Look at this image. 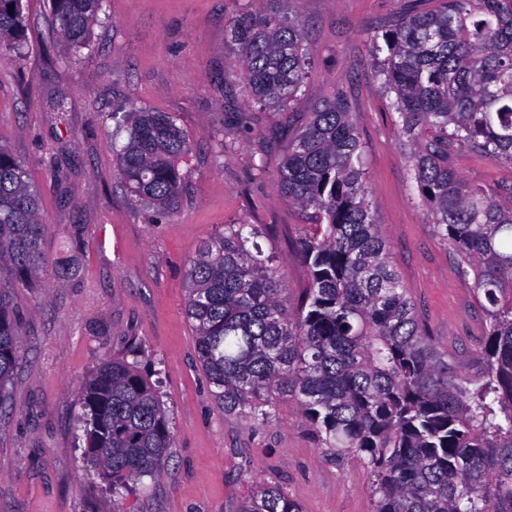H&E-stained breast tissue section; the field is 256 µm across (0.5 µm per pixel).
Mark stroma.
<instances>
[{"label": "stroma", "instance_id": "obj_1", "mask_svg": "<svg viewBox=\"0 0 512 512\" xmlns=\"http://www.w3.org/2000/svg\"><path fill=\"white\" fill-rule=\"evenodd\" d=\"M20 53L0 55V144L40 198L50 262L9 288L20 360L0 416V512H239L256 484L303 512H373L370 476L352 458L325 456L292 400L275 420L224 415L184 315L186 271L201 241L225 225H257L296 307L309 285L297 256L307 220L276 185L292 132L343 90L356 114L366 179L394 264L426 330L444 351L475 361L484 321L472 278L458 270L418 203L396 115L380 88L368 34L393 24L404 0H278L297 14L313 68L283 112L249 104L225 29L256 0H106L89 47L63 60L48 0H24ZM169 112L194 150L186 194L170 213L145 210L124 186L107 113ZM453 168L497 196L512 165L456 152ZM158 374L174 446L161 474L112 499L85 455L81 386L105 359Z\"/></svg>", "mask_w": 512, "mask_h": 512}]
</instances>
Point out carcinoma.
<instances>
[{
	"instance_id": "1",
	"label": "carcinoma",
	"mask_w": 512,
	"mask_h": 512,
	"mask_svg": "<svg viewBox=\"0 0 512 512\" xmlns=\"http://www.w3.org/2000/svg\"><path fill=\"white\" fill-rule=\"evenodd\" d=\"M13 10H8V5ZM102 0H51L70 60L89 45ZM23 0H0V51L20 52ZM251 102L282 112L310 58L298 20L242 12L230 20ZM376 73L414 146L420 203L485 316L479 365L441 350L400 280L367 187L364 146L347 96L319 102L288 139L277 192L309 214L298 252L309 273L300 304L270 256L247 243L254 224L203 242L188 272L185 315L217 408L270 422L298 400L326 451L372 477L374 512H512V195L467 183L449 164L467 150L512 165V0H406L369 34ZM126 132L117 165L129 192L178 207L192 143L168 112L106 115ZM45 225L23 165L0 145V410L18 362L3 281L46 270ZM86 453L121 498L157 476L173 447L157 383L124 359L103 360L81 388ZM240 512H302L261 486Z\"/></svg>"
}]
</instances>
